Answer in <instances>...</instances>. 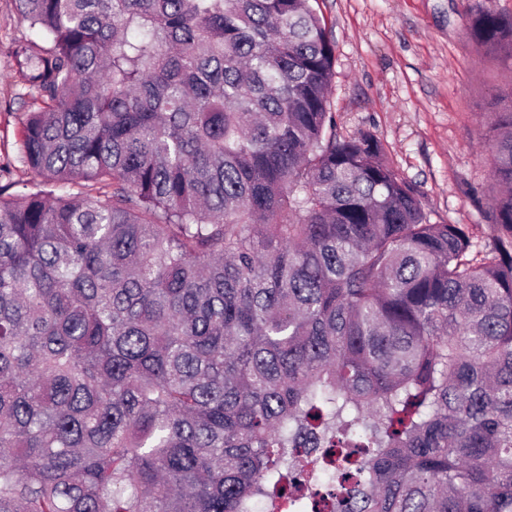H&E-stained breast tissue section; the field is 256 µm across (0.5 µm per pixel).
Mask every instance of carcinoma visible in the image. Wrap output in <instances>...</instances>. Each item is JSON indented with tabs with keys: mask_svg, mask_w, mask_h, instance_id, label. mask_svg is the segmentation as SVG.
Segmentation results:
<instances>
[{
	"mask_svg": "<svg viewBox=\"0 0 512 512\" xmlns=\"http://www.w3.org/2000/svg\"><path fill=\"white\" fill-rule=\"evenodd\" d=\"M43 107L0 186V512H512V112L490 242L336 133L309 0H15ZM465 27L512 59V17Z\"/></svg>",
	"mask_w": 512,
	"mask_h": 512,
	"instance_id": "obj_1",
	"label": "carcinoma"
}]
</instances>
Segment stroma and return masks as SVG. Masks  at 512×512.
<instances>
[{"instance_id":"obj_1","label":"stroma","mask_w":512,"mask_h":512,"mask_svg":"<svg viewBox=\"0 0 512 512\" xmlns=\"http://www.w3.org/2000/svg\"><path fill=\"white\" fill-rule=\"evenodd\" d=\"M335 45L336 131L381 143L415 187L433 224L490 237L489 121L512 107V60L479 48L464 16L483 8L512 17V0H314ZM14 0H0V185L33 188L21 159L22 121L41 107L16 69L15 40L32 37Z\"/></svg>"}]
</instances>
